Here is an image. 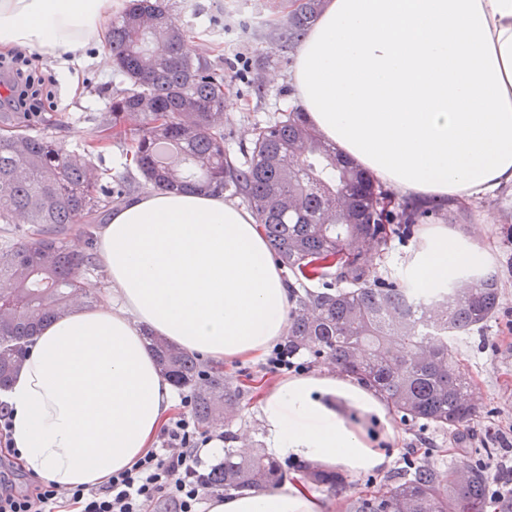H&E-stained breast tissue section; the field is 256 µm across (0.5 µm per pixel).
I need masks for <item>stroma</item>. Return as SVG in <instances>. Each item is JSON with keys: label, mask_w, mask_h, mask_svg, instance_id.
I'll return each instance as SVG.
<instances>
[{"label": "stroma", "mask_w": 512, "mask_h": 512, "mask_svg": "<svg viewBox=\"0 0 512 512\" xmlns=\"http://www.w3.org/2000/svg\"><path fill=\"white\" fill-rule=\"evenodd\" d=\"M180 19L195 30L193 49L219 53L224 59H239L243 71L236 79L224 110V145L231 151L248 146L251 130L264 124L273 113L296 105L290 82L293 65L288 60L275 61L261 67L260 53L270 48L267 39L271 22L282 18L277 0H172ZM36 67L52 77L55 110L66 116L65 140L69 148L80 147L97 129L108 108V102L120 87L112 76V60L107 45L89 51L77 68L84 89L83 98L71 97L60 61L40 57ZM471 221L476 231L464 230L458 224H446L435 214L416 225L412 238H393L381 262L382 268L405 274L408 264L420 247L425 234L436 227H447L449 234L471 241L487 253L492 274L498 282L500 298L495 316L482 328L461 340L457 356L474 378V392L483 403V411L465 427V439L456 442L454 434L420 422L401 421L392 415V440L397 454L393 472L405 468L408 449L428 445L435 461L450 463L461 458L483 455L492 445V432L512 424V189L502 188L484 197L468 201ZM384 480L383 475L366 472L344 474L336 487H315L323 512H345L348 501L364 494L369 486Z\"/></svg>", "instance_id": "35a3bbf8"}]
</instances>
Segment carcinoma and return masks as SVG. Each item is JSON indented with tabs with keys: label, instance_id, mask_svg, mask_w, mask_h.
I'll use <instances>...</instances> for the list:
<instances>
[{
	"label": "carcinoma",
	"instance_id": "1",
	"mask_svg": "<svg viewBox=\"0 0 512 512\" xmlns=\"http://www.w3.org/2000/svg\"><path fill=\"white\" fill-rule=\"evenodd\" d=\"M321 11V0H291L270 41L291 52ZM190 30L168 0H125L108 36L112 74L124 88L109 100L96 138L64 143L67 121L49 112H0V389L21 367L25 346L44 322L99 298L93 281L100 213L126 191L94 158L114 137L130 141L143 184L157 191L241 196L272 255L292 274L284 347L311 354L374 388L404 420L458 431L478 417L472 377L454 341L485 326L499 302L496 279L462 270L421 292L398 276L377 275L396 235L411 236L433 207L399 200L291 109L252 130L248 158L224 149L220 126L231 75L223 62L189 48ZM335 270L341 287L308 283ZM406 294L418 298L410 314ZM161 372L189 390L199 428L238 415L244 391L224 369L158 336L148 337ZM287 471L260 451L224 449L205 483L231 495L271 488ZM487 474L467 459L441 469L417 462L347 512H485Z\"/></svg>",
	"mask_w": 512,
	"mask_h": 512
}]
</instances>
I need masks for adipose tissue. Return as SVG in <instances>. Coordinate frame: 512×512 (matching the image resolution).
I'll return each mask as SVG.
<instances>
[{
  "label": "adipose tissue",
  "instance_id": "adipose-tissue-1",
  "mask_svg": "<svg viewBox=\"0 0 512 512\" xmlns=\"http://www.w3.org/2000/svg\"><path fill=\"white\" fill-rule=\"evenodd\" d=\"M109 0H0V47L79 62ZM297 104L374 178L436 203L512 185V0H325L296 55ZM115 299L75 307L33 338L4 398L22 467L95 487L153 448L176 399L145 333L215 365L256 361L283 336L290 290L253 216L222 197L153 191L114 210L97 241ZM481 253L429 232L409 265L428 291ZM269 452L386 472L388 410L325 369L260 391ZM209 512H321L299 482L215 497Z\"/></svg>",
  "mask_w": 512,
  "mask_h": 512
}]
</instances>
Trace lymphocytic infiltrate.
<instances>
[{"instance_id": "obj_1", "label": "lymphocytic infiltrate", "mask_w": 512, "mask_h": 512, "mask_svg": "<svg viewBox=\"0 0 512 512\" xmlns=\"http://www.w3.org/2000/svg\"><path fill=\"white\" fill-rule=\"evenodd\" d=\"M33 59L22 50L0 56V102L10 111L39 112L51 98L45 77L31 67ZM181 404L159 447L102 485L69 489L45 479L20 482L9 413L0 408V512H202L210 493L200 471L201 433L189 411L191 399ZM495 439L501 452L490 467L487 496L496 512H512V426L498 429Z\"/></svg>"}]
</instances>
